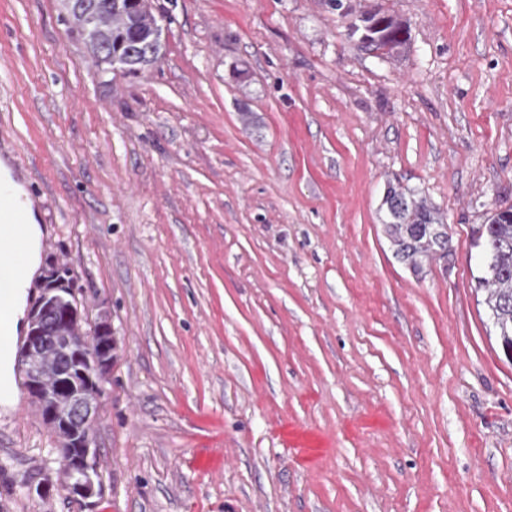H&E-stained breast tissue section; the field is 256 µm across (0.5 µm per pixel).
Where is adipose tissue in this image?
<instances>
[{"mask_svg": "<svg viewBox=\"0 0 512 512\" xmlns=\"http://www.w3.org/2000/svg\"><path fill=\"white\" fill-rule=\"evenodd\" d=\"M42 230L34 214H27L25 223L13 224L0 221V240L20 239L27 244V274L19 277L0 267V345L17 338L24 318L27 290L31 276L40 264V239Z\"/></svg>", "mask_w": 512, "mask_h": 512, "instance_id": "obj_1", "label": "adipose tissue"}]
</instances>
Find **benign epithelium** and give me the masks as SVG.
Instances as JSON below:
<instances>
[{
    "instance_id": "7a95c632",
    "label": "benign epithelium",
    "mask_w": 512,
    "mask_h": 512,
    "mask_svg": "<svg viewBox=\"0 0 512 512\" xmlns=\"http://www.w3.org/2000/svg\"><path fill=\"white\" fill-rule=\"evenodd\" d=\"M54 292L74 295L71 268L61 266L54 278L45 281L43 297L30 313V328L19 360L25 387L58 439L61 487L68 498L85 501L103 493L96 466L95 429L115 338L106 319L90 336L83 332L68 335L52 331L61 322H82L81 310L74 299L63 310L45 305ZM47 357L56 362L53 389L48 388L44 373Z\"/></svg>"
}]
</instances>
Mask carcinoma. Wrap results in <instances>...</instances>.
I'll return each mask as SVG.
<instances>
[{"label":"carcinoma","instance_id":"cac0c4a2","mask_svg":"<svg viewBox=\"0 0 512 512\" xmlns=\"http://www.w3.org/2000/svg\"><path fill=\"white\" fill-rule=\"evenodd\" d=\"M63 7L71 27L98 60L111 66L127 59L135 65V75L158 61L162 26L154 0H63ZM369 21L372 25L359 48L400 53L409 39L408 24L388 12ZM383 205L394 253L413 272L447 251L448 225L417 192L391 186ZM476 244L486 256V275L478 278L484 304L502 352L512 361V209L496 211L480 225Z\"/></svg>","mask_w":512,"mask_h":512}]
</instances>
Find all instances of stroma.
<instances>
[{
    "label": "stroma",
    "mask_w": 512,
    "mask_h": 512,
    "mask_svg": "<svg viewBox=\"0 0 512 512\" xmlns=\"http://www.w3.org/2000/svg\"><path fill=\"white\" fill-rule=\"evenodd\" d=\"M162 55L98 63L61 0H0L1 154L117 358L94 512H512V362L476 231L512 208V0H154ZM448 225L394 254L388 185ZM19 388L0 512H79ZM368 21L372 25L365 38L359 41V48L369 51L385 49L391 55L400 53L409 39L408 24L394 12L376 14Z\"/></svg>",
    "instance_id": "stroma-1"
}]
</instances>
